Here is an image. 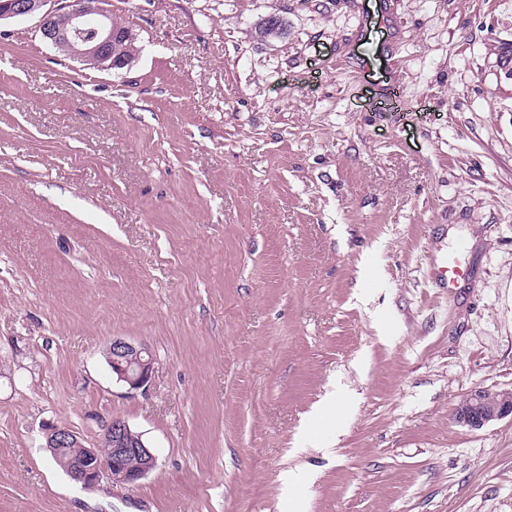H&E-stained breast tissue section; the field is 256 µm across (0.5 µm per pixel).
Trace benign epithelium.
<instances>
[{
	"mask_svg": "<svg viewBox=\"0 0 512 512\" xmlns=\"http://www.w3.org/2000/svg\"><path fill=\"white\" fill-rule=\"evenodd\" d=\"M38 18V31L45 41L56 45L68 43L71 56L112 70L128 67L132 60L124 54V43L133 37L129 28H117L107 0H0V19ZM106 361L116 381L131 390L147 386L153 371V355L144 343L124 338L112 339ZM512 417V390L491 392L474 390L460 400L455 420L471 429ZM46 447L79 448L81 454L70 477L84 488L96 487L107 479L114 484L136 485L156 466V455L121 418L110 420L103 429L101 446L86 447L80 437L65 426L46 429ZM136 466L125 465L128 459Z\"/></svg>",
	"mask_w": 512,
	"mask_h": 512,
	"instance_id": "obj_1",
	"label": "benign epithelium"
}]
</instances>
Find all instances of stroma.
<instances>
[{"label":"stroma","mask_w":512,"mask_h":512,"mask_svg":"<svg viewBox=\"0 0 512 512\" xmlns=\"http://www.w3.org/2000/svg\"><path fill=\"white\" fill-rule=\"evenodd\" d=\"M108 7L119 74L0 21V512H512V418H453L512 389V0ZM113 417L157 465L82 488L44 430ZM106 361L113 378L130 390L146 387L151 378L153 355L146 344L113 338L107 349ZM512 417V390H474L463 396L455 408L457 423L479 430L491 422Z\"/></svg>","instance_id":"obj_1"}]
</instances>
